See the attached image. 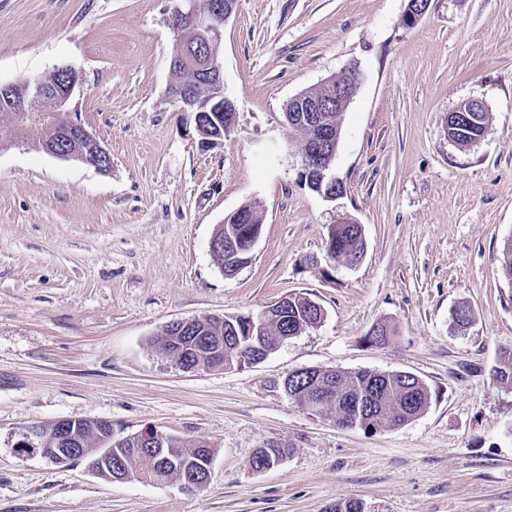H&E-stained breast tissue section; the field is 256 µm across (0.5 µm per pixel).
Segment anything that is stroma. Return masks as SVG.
<instances>
[{
  "label": "stroma",
  "instance_id": "35a3bbf8",
  "mask_svg": "<svg viewBox=\"0 0 512 512\" xmlns=\"http://www.w3.org/2000/svg\"><path fill=\"white\" fill-rule=\"evenodd\" d=\"M407 4L239 0L219 51L237 120L204 148L168 93L174 0H0V82L74 67L71 109L112 158L100 172L0 127V512H512V389L493 377L512 348V0H429L411 24ZM353 63L329 201L299 178L284 109ZM467 100L489 123L462 147L448 114ZM245 204L262 233L228 276L210 240ZM343 214L363 229L354 267L325 258ZM294 293L325 316L259 364L186 372L160 345L171 322ZM381 322L394 335L370 344ZM313 367L409 372L431 400L394 429L340 428L282 388ZM66 417L207 442L209 482L111 483L22 448ZM269 442L288 455L253 470Z\"/></svg>",
  "mask_w": 512,
  "mask_h": 512
}]
</instances>
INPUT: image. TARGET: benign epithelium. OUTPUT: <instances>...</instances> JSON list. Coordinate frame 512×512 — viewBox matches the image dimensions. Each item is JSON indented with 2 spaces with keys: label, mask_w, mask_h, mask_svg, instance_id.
Instances as JSON below:
<instances>
[{
  "label": "benign epithelium",
  "mask_w": 512,
  "mask_h": 512,
  "mask_svg": "<svg viewBox=\"0 0 512 512\" xmlns=\"http://www.w3.org/2000/svg\"><path fill=\"white\" fill-rule=\"evenodd\" d=\"M238 0H177L170 17L169 24L173 31L180 33L190 27L195 30L194 53L182 56L181 60L171 61V65L189 64L200 77L208 80L210 93L207 102L224 105V129L213 132L208 139H201L203 148H211L223 143L224 135L235 126L237 110L234 101L224 92L222 80V63L217 53V47L222 40L224 25L236 13ZM62 71L69 74L68 82L61 86L49 87L36 80L27 84L26 91L16 94V84L0 83V101L4 102L10 112L13 126L18 128L15 138H23L22 129L51 125L60 131L59 140L42 145V150L59 159H75L82 164L100 172L111 170L112 163L109 152L104 148L95 134L89 131L70 110V100L75 90L81 84L79 72L65 66ZM361 80V72L355 65L345 68L340 74L331 76L322 82L326 87L323 97L313 98L301 93L288 102L292 117L303 126L314 130L309 146L301 157V178L315 189L322 184L336 188L334 192H323L327 200H334L343 195L340 188L343 182L331 174V163L336 153L340 129L332 113L343 112L353 98ZM171 97L179 104L183 112L195 113V126H200V117L208 112L206 102L198 99L193 88L185 83L171 84ZM261 230L254 227L246 228L225 240L211 239L210 249L224 252V263L234 271H239L251 259V253L259 240ZM271 317L270 308H265L257 315L242 317L246 324L247 335L260 336L267 329V321ZM201 318L180 320L169 323L162 330V336L171 331L188 335L196 330ZM196 342L194 369H215L224 367L209 360L211 353L204 351L198 342L200 337L193 336ZM103 432L110 435L108 441L139 442L149 437L153 445H158L165 434L145 429L140 432L117 436L112 432V423L107 420L99 421ZM72 422L65 418L56 422V429L47 431L38 424L28 426L24 431V445L51 462L64 463L72 460L76 450L72 448ZM91 467L104 472L113 482H123L131 476L123 474L119 468H112V461L98 455L92 458Z\"/></svg>",
  "instance_id": "benign-epithelium-1"
}]
</instances>
